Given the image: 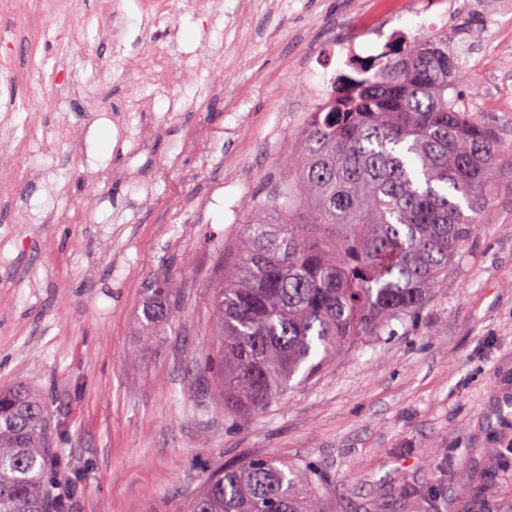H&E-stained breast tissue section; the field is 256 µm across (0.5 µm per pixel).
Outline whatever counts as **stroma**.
<instances>
[{"instance_id":"obj_1","label":"stroma","mask_w":512,"mask_h":512,"mask_svg":"<svg viewBox=\"0 0 512 512\" xmlns=\"http://www.w3.org/2000/svg\"><path fill=\"white\" fill-rule=\"evenodd\" d=\"M68 0L57 29L0 12V388L43 392L67 512H186L229 462L275 456L319 476L323 512H512V13L455 0L456 89L500 141L488 219L420 312L351 345L284 400L241 416L210 393L211 291L279 186L341 37L368 0H218L158 20ZM168 50L222 66L169 86L123 63ZM170 274L172 322L139 324ZM467 490H460V475Z\"/></svg>"}]
</instances>
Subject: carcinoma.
<instances>
[{"label": "carcinoma", "instance_id": "obj_1", "mask_svg": "<svg viewBox=\"0 0 512 512\" xmlns=\"http://www.w3.org/2000/svg\"><path fill=\"white\" fill-rule=\"evenodd\" d=\"M462 68L431 34L338 87L311 113L295 170L261 202L265 217L236 240L213 289L215 352L203 370L224 408L248 414L281 402L341 349L418 313L485 223L495 131L448 96ZM140 322L178 308L173 280L148 289ZM45 398L0 390V512H66L44 490ZM310 469L275 457L226 463L189 512H322Z\"/></svg>", "mask_w": 512, "mask_h": 512}]
</instances>
